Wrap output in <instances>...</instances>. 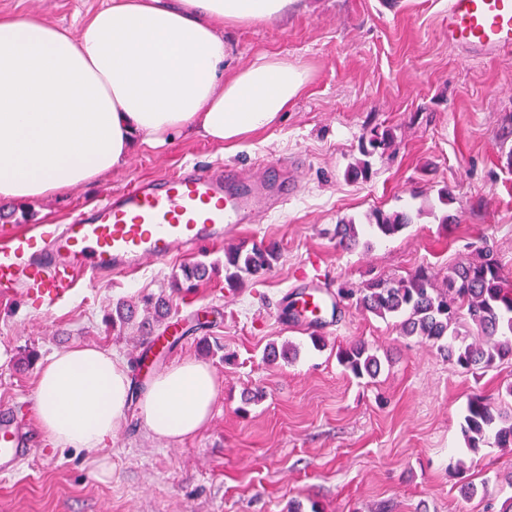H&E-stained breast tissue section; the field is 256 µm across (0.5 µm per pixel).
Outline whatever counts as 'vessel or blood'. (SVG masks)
Instances as JSON below:
<instances>
[{
    "label": "vessel or blood",
    "mask_w": 512,
    "mask_h": 512,
    "mask_svg": "<svg viewBox=\"0 0 512 512\" xmlns=\"http://www.w3.org/2000/svg\"><path fill=\"white\" fill-rule=\"evenodd\" d=\"M450 44L493 57L512 48V0H448ZM270 193L288 182L243 181L197 169L120 190L62 230L14 238L0 252V289L25 282L34 300L53 303L79 273L121 276L146 262L224 241ZM33 451V438L0 409V474Z\"/></svg>",
    "instance_id": "1"
}]
</instances>
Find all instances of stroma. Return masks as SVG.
Masks as SVG:
<instances>
[{
	"mask_svg": "<svg viewBox=\"0 0 512 512\" xmlns=\"http://www.w3.org/2000/svg\"><path fill=\"white\" fill-rule=\"evenodd\" d=\"M107 0H0V14L35 15L73 28ZM304 0L274 23L224 28V72L277 56L307 76L277 123L224 149L190 132L140 146L128 164L59 196L14 207L0 245L14 235L69 223L109 195L186 168L253 178L291 162L295 191L253 212L226 244L149 262L124 277H78L69 297L46 305L25 289L0 294V407H13L36 439L32 455L0 475V512H499L512 496V448L469 451L461 434L473 395L499 403L512 361L475 372L403 335L348 301L321 323L287 319L302 289L362 285L419 265L445 275L489 245L512 279V50L489 59L448 42V0ZM394 143L371 157L366 181L345 176L372 127ZM452 200L441 204L440 189ZM407 209L414 222L394 237L363 219ZM355 218L360 246H340L336 226ZM276 243L273 269L229 287L225 245ZM215 264L211 278L176 300L166 334L113 330L117 302L167 288L184 263ZM321 337L314 345L313 337ZM363 340L381 360L358 379L337 354ZM292 342L293 360L266 361L265 348ZM76 344L123 356L133 405L112 441L87 452L52 447L33 412L35 366ZM208 365L218 393L213 417L180 443L155 438L136 405L151 378L185 358ZM112 467L98 474L99 460ZM477 492L466 498L462 486Z\"/></svg>",
	"mask_w": 512,
	"mask_h": 512,
	"instance_id": "stroma-1",
	"label": "stroma"
}]
</instances>
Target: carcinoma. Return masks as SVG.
<instances>
[{"label": "carcinoma", "mask_w": 512, "mask_h": 512, "mask_svg": "<svg viewBox=\"0 0 512 512\" xmlns=\"http://www.w3.org/2000/svg\"><path fill=\"white\" fill-rule=\"evenodd\" d=\"M390 136L373 127L364 137L363 159L348 167L347 176L356 181L369 177L367 157L390 145ZM413 223L410 212L373 210L368 225L376 234L395 236ZM339 243L350 249L359 244L354 221L336 225ZM279 258L275 245L242 244L224 252V278L236 286L244 280L271 270ZM210 275L204 262L185 264L174 275L170 293L146 295L141 302L152 313L151 321L160 327L169 318L174 299L190 293ZM336 296L352 300L365 312L378 317H397L406 336L430 343L448 361L464 372L488 369L512 359V287L506 284L502 266L486 245L478 248L466 263L448 268L437 285V277L425 266L405 277L374 278L358 288L345 283ZM137 315V306L120 302L112 309V327L125 328ZM340 363L355 377H376L381 363L364 341L340 351ZM466 447L472 449L493 442L499 448H512V415L493 406L486 398H470L461 425Z\"/></svg>", "instance_id": "carcinoma-1"}]
</instances>
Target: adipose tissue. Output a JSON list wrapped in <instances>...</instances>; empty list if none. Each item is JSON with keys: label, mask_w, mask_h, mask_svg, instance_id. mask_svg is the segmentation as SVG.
I'll return each instance as SVG.
<instances>
[{"label": "adipose tissue", "mask_w": 512, "mask_h": 512, "mask_svg": "<svg viewBox=\"0 0 512 512\" xmlns=\"http://www.w3.org/2000/svg\"><path fill=\"white\" fill-rule=\"evenodd\" d=\"M294 0H108L78 28L0 15V202L23 205L124 167L136 145L196 129L216 145L273 125L306 82L275 56L224 74V26L274 21ZM128 363L76 345L39 363L33 409L53 447L111 441L131 402ZM212 369L184 359L156 374L139 415L180 442L209 423Z\"/></svg>", "instance_id": "ef3b65f1"}]
</instances>
